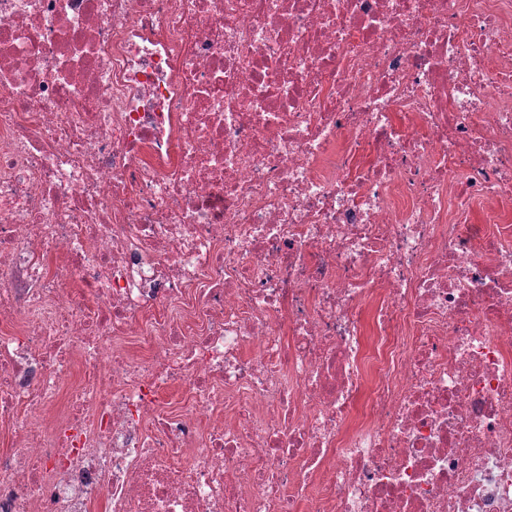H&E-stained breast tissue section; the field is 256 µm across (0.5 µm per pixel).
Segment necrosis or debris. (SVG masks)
Here are the masks:
<instances>
[{
	"label": "necrosis or debris",
	"mask_w": 512,
	"mask_h": 512,
	"mask_svg": "<svg viewBox=\"0 0 512 512\" xmlns=\"http://www.w3.org/2000/svg\"><path fill=\"white\" fill-rule=\"evenodd\" d=\"M511 207L512 0H0V512H512Z\"/></svg>",
	"instance_id": "1"
}]
</instances>
